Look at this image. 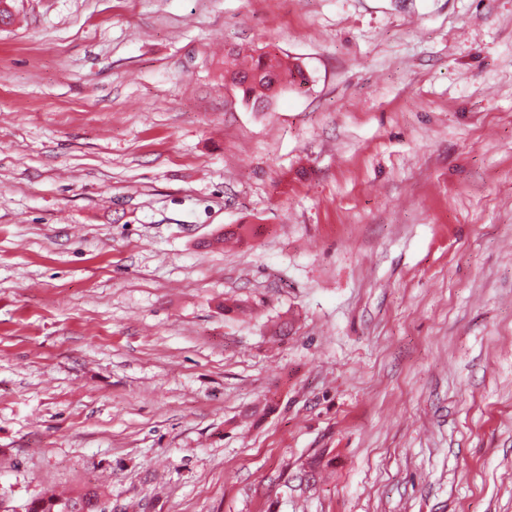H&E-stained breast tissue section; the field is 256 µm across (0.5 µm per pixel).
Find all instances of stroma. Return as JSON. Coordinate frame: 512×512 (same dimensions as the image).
I'll list each match as a JSON object with an SVG mask.
<instances>
[{"mask_svg":"<svg viewBox=\"0 0 512 512\" xmlns=\"http://www.w3.org/2000/svg\"><path fill=\"white\" fill-rule=\"evenodd\" d=\"M91 489L512 512V0H15L0 512ZM241 58L240 52H233L224 60V78L241 94V100L252 107L269 98L273 84L281 89L295 81L296 76L305 79L298 64L269 55H249ZM280 89V90H281Z\"/></svg>","mask_w":512,"mask_h":512,"instance_id":"1","label":"stroma"}]
</instances>
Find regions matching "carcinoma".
<instances>
[{
    "mask_svg": "<svg viewBox=\"0 0 512 512\" xmlns=\"http://www.w3.org/2000/svg\"><path fill=\"white\" fill-rule=\"evenodd\" d=\"M304 77L301 67L277 56L260 54L246 59L234 52L224 60V78L241 94L247 105H255L269 98L272 85L286 88L296 77ZM98 497L88 492L61 503L53 498H40L30 503L26 512H97Z\"/></svg>",
    "mask_w": 512,
    "mask_h": 512,
    "instance_id": "cac0c4a2",
    "label": "carcinoma"
}]
</instances>
